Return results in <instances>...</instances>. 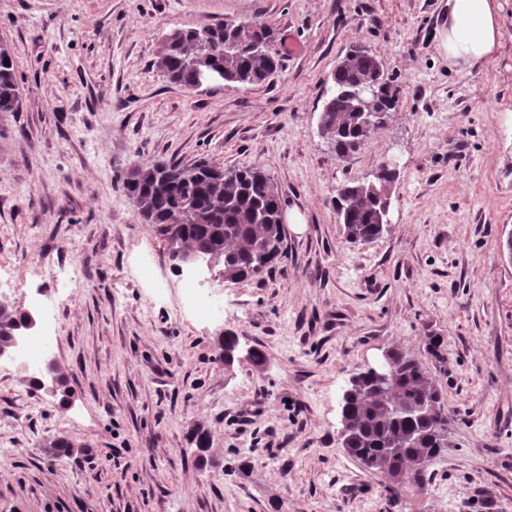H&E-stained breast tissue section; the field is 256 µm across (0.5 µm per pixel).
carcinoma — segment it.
I'll use <instances>...</instances> for the list:
<instances>
[{
  "instance_id": "carcinoma-1",
  "label": "carcinoma",
  "mask_w": 512,
  "mask_h": 512,
  "mask_svg": "<svg viewBox=\"0 0 512 512\" xmlns=\"http://www.w3.org/2000/svg\"><path fill=\"white\" fill-rule=\"evenodd\" d=\"M271 35L264 25L218 23L202 29L184 28L177 41H164L154 66L172 83L196 87L200 72H224V82L260 85L281 68L278 53L255 48ZM380 77L375 97L381 110L396 111L401 90L384 76L379 57L370 50L348 52L336 65L321 119L335 126L336 156L357 140L367 139L354 108L358 84ZM21 90L10 49H0V112H17ZM369 181H348L336 189L334 204L347 242L360 245L388 232L384 203L368 191ZM126 196L140 217L155 226L168 246L206 260L224 256V274L232 282L252 279L271 269L283 254L277 224L279 194L269 174L259 168H224L206 161L181 166L164 161L141 166L123 181ZM23 312L0 303V345L17 340ZM395 377L389 386L368 369L351 375L341 396L346 422L342 448L372 470L379 460L394 478L393 489L425 488L427 466L448 447V408L428 368L409 352L391 350Z\"/></svg>"
}]
</instances>
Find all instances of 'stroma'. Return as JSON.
<instances>
[{"label": "stroma", "instance_id": "stroma-1", "mask_svg": "<svg viewBox=\"0 0 512 512\" xmlns=\"http://www.w3.org/2000/svg\"><path fill=\"white\" fill-rule=\"evenodd\" d=\"M479 63L449 59L445 0H0L22 101L0 113V263L60 292L50 360L68 403L0 369V512H512V0ZM224 21L273 33L269 83L189 91L154 66L163 34ZM356 41L402 90L352 160L319 137ZM298 46L296 54L283 50ZM399 163L389 233L346 241L340 184ZM205 159L268 171L285 255L231 283L224 319L177 314L181 265L122 189L131 167ZM154 252L164 297L127 258ZM230 330L231 363L216 347ZM444 339L446 363L426 351ZM420 358L448 401L424 490L340 446V391L384 350ZM259 350L254 365L249 350ZM211 448L197 455L193 430ZM75 448L57 456L50 440Z\"/></svg>", "mask_w": 512, "mask_h": 512}]
</instances>
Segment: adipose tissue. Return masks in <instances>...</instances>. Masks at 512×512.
I'll return each mask as SVG.
<instances>
[{
    "label": "adipose tissue",
    "instance_id": "ef3b65f1",
    "mask_svg": "<svg viewBox=\"0 0 512 512\" xmlns=\"http://www.w3.org/2000/svg\"><path fill=\"white\" fill-rule=\"evenodd\" d=\"M498 0H448V30L442 46L449 58L485 60L501 37Z\"/></svg>",
    "mask_w": 512,
    "mask_h": 512
}]
</instances>
